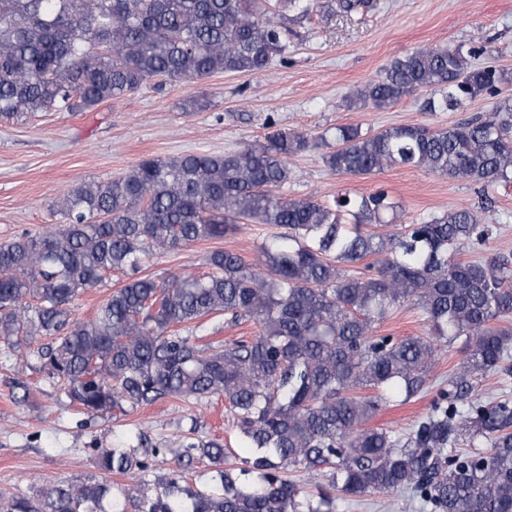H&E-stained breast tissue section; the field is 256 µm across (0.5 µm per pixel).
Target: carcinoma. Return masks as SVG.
Segmentation results:
<instances>
[{"instance_id":"obj_1","label":"carcinoma","mask_w":512,"mask_h":512,"mask_svg":"<svg viewBox=\"0 0 512 512\" xmlns=\"http://www.w3.org/2000/svg\"><path fill=\"white\" fill-rule=\"evenodd\" d=\"M316 0H0V120L38 112H86L154 80L256 74L288 63V9L307 16ZM477 50H416L355 93L376 109L437 89L432 112L494 98L508 81L473 67ZM321 145L330 170L359 176L422 167L453 180L512 183V101L451 127L345 125L312 139L278 128L224 155L184 153L139 161L63 198L64 223L0 242V339L16 362L35 360L69 403L89 416L161 398L222 397L254 450L224 466V443L184 437L162 448L140 433L97 449L100 479L63 480L0 497V512H336L343 499L410 490L431 512H512V397L488 400L475 383L512 381V257L465 261L488 226L467 208L431 215L395 234L401 206L379 189L343 191L333 202L288 198L279 189L290 159ZM247 220L280 232L260 264L216 250L210 272L166 283L139 276L143 259ZM376 262L359 274L350 266ZM129 280L86 321L71 318L79 295L110 272ZM404 304L426 315L430 338L373 334ZM213 315L252 318L259 332L200 348L174 327ZM52 338L46 347L36 340ZM463 341L460 369L439 386L430 411L408 431L367 428L392 403L430 383L437 343ZM482 443L480 451L460 445ZM175 467L154 474L161 456ZM195 463L208 481L189 482ZM306 475L315 493L287 479ZM128 477L129 485L110 480ZM154 480H149V477Z\"/></svg>"}]
</instances>
